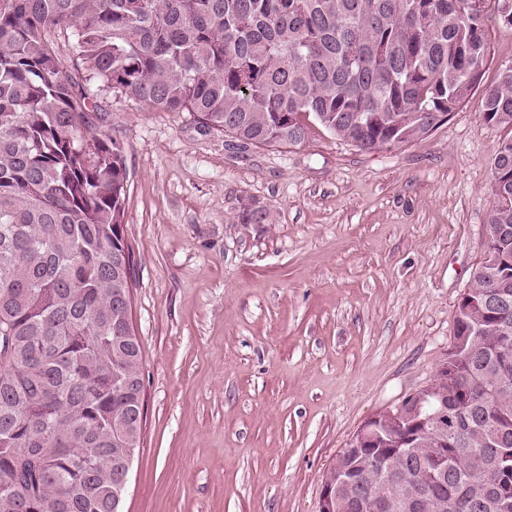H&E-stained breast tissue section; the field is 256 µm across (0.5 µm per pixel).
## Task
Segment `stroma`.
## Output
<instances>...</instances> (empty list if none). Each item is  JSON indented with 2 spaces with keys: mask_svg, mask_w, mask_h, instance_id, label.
<instances>
[{
  "mask_svg": "<svg viewBox=\"0 0 512 512\" xmlns=\"http://www.w3.org/2000/svg\"><path fill=\"white\" fill-rule=\"evenodd\" d=\"M86 89L129 172L145 411L123 512H318L338 451L445 358L512 130L477 93L398 148L317 128L240 155L189 113ZM251 206L272 223H237Z\"/></svg>",
  "mask_w": 512,
  "mask_h": 512,
  "instance_id": "stroma-1",
  "label": "stroma"
}]
</instances>
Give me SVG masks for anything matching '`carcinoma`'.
I'll use <instances>...</instances> for the list:
<instances>
[{
    "label": "carcinoma",
    "mask_w": 512,
    "mask_h": 512,
    "mask_svg": "<svg viewBox=\"0 0 512 512\" xmlns=\"http://www.w3.org/2000/svg\"><path fill=\"white\" fill-rule=\"evenodd\" d=\"M504 0H0V512H119L140 447L142 349L123 224L128 169L67 74L167 112H191L243 150L297 146L320 127L371 153L426 137L481 85L486 18ZM73 28L71 63L47 34ZM512 129V64L484 90ZM485 258L453 342L419 393L445 436L394 427L355 496L446 494V512H512V136L491 163ZM240 224H270L247 207ZM441 467L447 487L429 479Z\"/></svg>",
    "instance_id": "cac0c4a2"
}]
</instances>
